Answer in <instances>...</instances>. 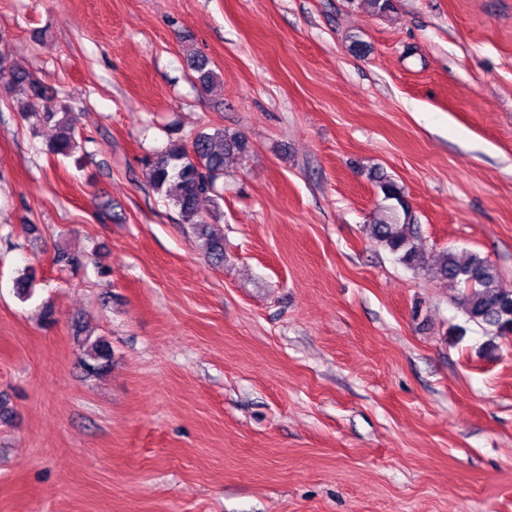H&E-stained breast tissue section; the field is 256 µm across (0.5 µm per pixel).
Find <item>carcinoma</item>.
Listing matches in <instances>:
<instances>
[{"label":"carcinoma","instance_id":"1","mask_svg":"<svg viewBox=\"0 0 512 512\" xmlns=\"http://www.w3.org/2000/svg\"><path fill=\"white\" fill-rule=\"evenodd\" d=\"M188 60L197 74L200 88L208 89L216 74L209 61L191 52ZM8 90L25 95L31 102V115L43 124H53L57 133L50 144L56 155L69 156L76 149L75 123L72 115L59 111L51 102L45 87L19 65L9 67ZM248 151V141L237 133L222 128L209 132L202 129L189 143L173 142L164 150L143 160L145 175L152 189L164 195L178 210L182 221L191 224L204 238L205 252L214 264L224 262V235L209 230L208 215L202 202L219 206L222 198L219 182L224 178V164L231 156ZM373 179L383 194L385 204L378 207L365 226L369 238L378 246L396 255L406 268L419 271L426 267L425 252L420 246V225L417 224L403 187L394 179L376 172ZM435 276L446 287L458 293V303L468 320L495 328L496 335L512 333V288L505 286L491 261L478 254L461 259L455 253L441 254L435 265ZM84 367L96 375L108 367L111 351L107 342L97 338L84 339Z\"/></svg>","mask_w":512,"mask_h":512}]
</instances>
